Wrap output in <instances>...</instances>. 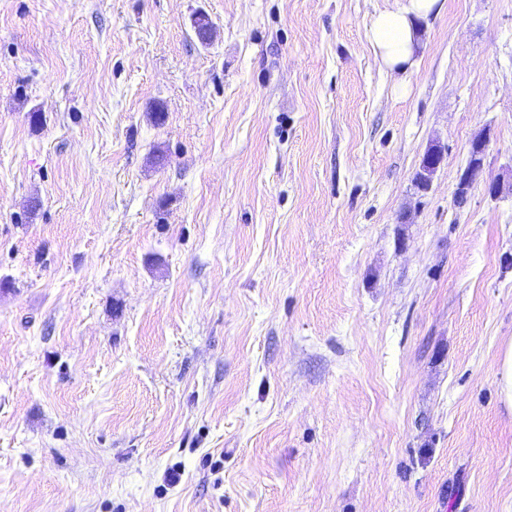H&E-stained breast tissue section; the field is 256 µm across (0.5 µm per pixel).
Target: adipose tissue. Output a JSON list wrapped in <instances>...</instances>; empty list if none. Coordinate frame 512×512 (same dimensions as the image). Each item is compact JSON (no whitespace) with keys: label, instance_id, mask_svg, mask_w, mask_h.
I'll return each mask as SVG.
<instances>
[{"label":"adipose tissue","instance_id":"adipose-tissue-1","mask_svg":"<svg viewBox=\"0 0 512 512\" xmlns=\"http://www.w3.org/2000/svg\"><path fill=\"white\" fill-rule=\"evenodd\" d=\"M438 4L439 0H399L394 8L373 16L367 37L389 71L403 73L414 65L419 48L418 28Z\"/></svg>","mask_w":512,"mask_h":512}]
</instances>
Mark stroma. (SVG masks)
<instances>
[{"instance_id":"stroma-1","label":"stroma","mask_w":512,"mask_h":512,"mask_svg":"<svg viewBox=\"0 0 512 512\" xmlns=\"http://www.w3.org/2000/svg\"><path fill=\"white\" fill-rule=\"evenodd\" d=\"M396 4L0 0V512H512V0ZM392 9L373 16L367 30L375 55L391 72L404 73L415 64L418 28L440 0H398ZM489 148V139L486 137L480 140L478 147L470 144L465 157L464 164L460 167V183L456 187L457 196L454 202L461 207L466 203L469 191L483 182L484 163ZM500 364L499 385L505 400L512 406V343L503 350Z\"/></svg>"}]
</instances>
